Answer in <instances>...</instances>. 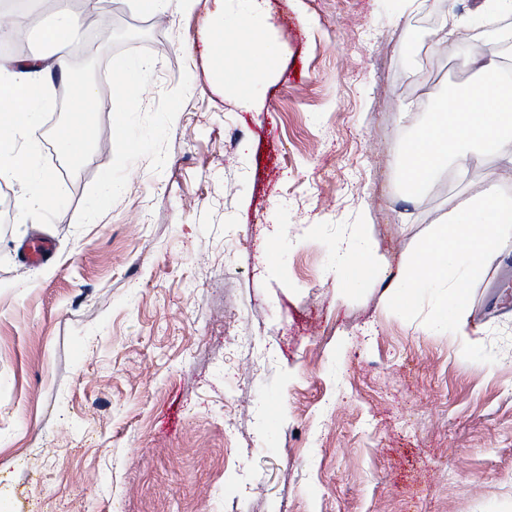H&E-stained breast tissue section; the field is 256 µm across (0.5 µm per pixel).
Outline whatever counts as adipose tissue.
I'll return each instance as SVG.
<instances>
[{"label": "adipose tissue", "mask_w": 512, "mask_h": 512, "mask_svg": "<svg viewBox=\"0 0 512 512\" xmlns=\"http://www.w3.org/2000/svg\"><path fill=\"white\" fill-rule=\"evenodd\" d=\"M242 15L233 22H225L223 9L206 18L210 28L224 29L228 40L217 54L225 80L235 85L243 105H251L259 72L275 69V49L256 40L254 21L262 15L266 0H240ZM17 28L39 30L44 41L55 47L52 57L35 56L24 61L0 56V178H22L27 193L17 203L19 222H27L30 214L51 208L58 198L55 178L40 169L33 154L14 153L15 143L39 129L47 106L46 80L52 72H66L68 49L82 27L80 14L68 7H59L51 25H43L41 18L26 9L11 16ZM481 75L482 109L470 106L469 96L454 98L452 110L441 111L436 121L428 123L406 145L403 160L408 182L425 185L438 164L464 157L473 148L495 147L501 162V177L512 180V95L500 83V61L494 55H474L466 60ZM74 111L70 119L54 134L57 154L78 165L89 153L91 118L103 106L96 88L88 83L73 84L70 90ZM380 263L371 241L360 237L337 250L336 268L352 286L365 283L363 269Z\"/></svg>", "instance_id": "1"}]
</instances>
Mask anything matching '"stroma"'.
Wrapping results in <instances>:
<instances>
[{
  "label": "stroma",
  "mask_w": 512,
  "mask_h": 512,
  "mask_svg": "<svg viewBox=\"0 0 512 512\" xmlns=\"http://www.w3.org/2000/svg\"><path fill=\"white\" fill-rule=\"evenodd\" d=\"M478 3L268 0L280 66L248 111L204 25L236 0H67L118 34L80 167L50 151L49 84L35 155L61 204L18 223L25 187L0 179V512H512V239L473 287L468 340L385 298L500 167L483 149L415 191L397 161L438 90L474 85L473 46L512 61L495 37L512 9ZM459 18L468 41L439 42ZM37 235L54 251L33 267ZM357 235L382 260L362 288L336 273ZM143 73L142 66L138 63L129 64L115 84L112 107H116L126 93H128L140 80Z\"/></svg>",
  "instance_id": "1"
}]
</instances>
